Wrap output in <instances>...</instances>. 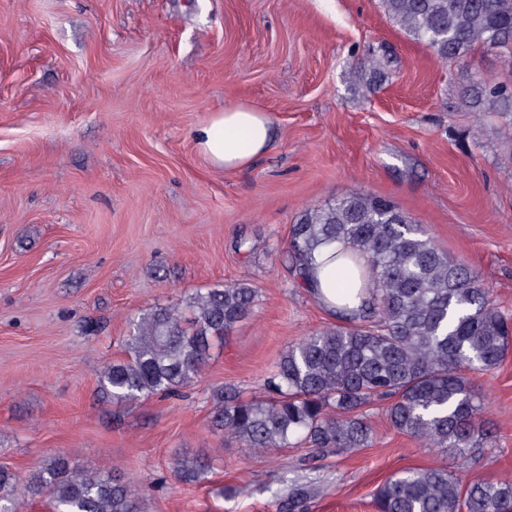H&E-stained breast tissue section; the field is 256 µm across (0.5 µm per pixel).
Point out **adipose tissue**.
<instances>
[{"label":"adipose tissue","instance_id":"1","mask_svg":"<svg viewBox=\"0 0 512 512\" xmlns=\"http://www.w3.org/2000/svg\"><path fill=\"white\" fill-rule=\"evenodd\" d=\"M199 152L220 170L246 167L264 153L273 139L268 113L246 103H229L211 113L193 132ZM339 245L318 248L312 255L306 283L317 302L328 311L358 308L366 297L368 278L339 258Z\"/></svg>","mask_w":512,"mask_h":512}]
</instances>
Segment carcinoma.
<instances>
[{
    "label": "carcinoma",
    "mask_w": 512,
    "mask_h": 512,
    "mask_svg": "<svg viewBox=\"0 0 512 512\" xmlns=\"http://www.w3.org/2000/svg\"><path fill=\"white\" fill-rule=\"evenodd\" d=\"M388 18L448 63L477 48L512 53V0H381ZM468 110L512 124V81L476 76L460 90ZM338 243L363 258L374 288L342 323L288 344L267 378L270 396L244 400L234 386L213 394V426L255 453L297 440L327 456L373 443L370 407L387 402L398 432L453 453L492 437L484 396L468 372L495 368L512 349V319L471 268L444 254L393 200L350 191L307 209L291 228L296 274L321 245ZM256 291L245 284L191 295L189 322L172 308L131 321L126 357L98 376L114 403L173 395L206 365L213 341L248 317ZM170 468L183 483L207 478L199 456L176 454ZM149 489L103 467H73L55 456L24 485L0 468V512L20 499H44L54 512H141ZM305 488L277 512H304ZM375 512H512V480L465 482L439 468L395 474L374 495Z\"/></svg>",
    "instance_id": "carcinoma-1"
}]
</instances>
